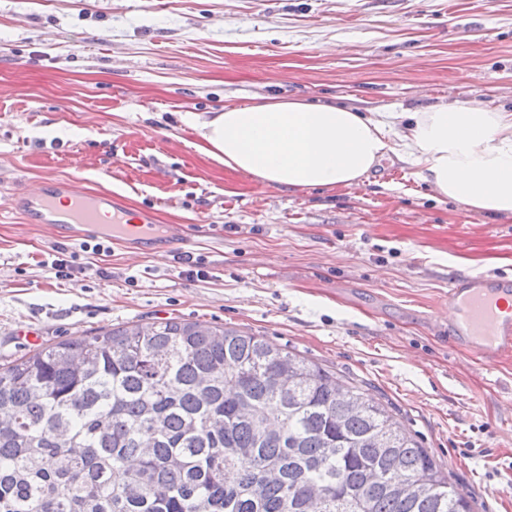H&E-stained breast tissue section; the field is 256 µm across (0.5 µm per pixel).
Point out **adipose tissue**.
<instances>
[{
	"label": "adipose tissue",
	"mask_w": 512,
	"mask_h": 512,
	"mask_svg": "<svg viewBox=\"0 0 512 512\" xmlns=\"http://www.w3.org/2000/svg\"><path fill=\"white\" fill-rule=\"evenodd\" d=\"M182 121L200 153L261 190L349 187L394 156L418 167L435 197L512 215L511 112L456 100L367 116L267 94Z\"/></svg>",
	"instance_id": "obj_1"
}]
</instances>
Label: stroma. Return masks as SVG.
<instances>
[{"label": "stroma", "instance_id": "1", "mask_svg": "<svg viewBox=\"0 0 512 512\" xmlns=\"http://www.w3.org/2000/svg\"><path fill=\"white\" fill-rule=\"evenodd\" d=\"M269 93L361 112L512 110V0H0V364L181 318L264 337L380 400L473 512H512V356L448 343V283L512 275V216L433 199L383 161L356 187L257 191L180 115ZM47 178L180 226L169 257L30 222ZM203 276H196V269Z\"/></svg>", "mask_w": 512, "mask_h": 512}]
</instances>
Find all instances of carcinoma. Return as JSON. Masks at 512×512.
I'll list each match as a JSON object with an SVG mask.
<instances>
[{"label": "carcinoma", "instance_id": "cac0c4a2", "mask_svg": "<svg viewBox=\"0 0 512 512\" xmlns=\"http://www.w3.org/2000/svg\"><path fill=\"white\" fill-rule=\"evenodd\" d=\"M0 512H472L373 396L175 318L0 366Z\"/></svg>", "mask_w": 512, "mask_h": 512}]
</instances>
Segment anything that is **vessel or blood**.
<instances>
[{"mask_svg":"<svg viewBox=\"0 0 512 512\" xmlns=\"http://www.w3.org/2000/svg\"><path fill=\"white\" fill-rule=\"evenodd\" d=\"M66 195L67 211H58L54 202ZM17 207L37 224H54L61 228H80L81 232L104 230L108 236L126 239L127 222L140 224L144 234H158L166 245L179 244L180 239L170 226L155 227L151 213L130 217L126 208L112 194L89 195L73 184L54 179L46 180L34 191L23 190L17 195ZM512 300V279L489 278L482 275L460 276L448 284V303L457 315L448 328L450 344L474 347L492 362L512 353V317L501 316L499 310L506 300Z\"/></svg>","mask_w":512,"mask_h":512,"instance_id":"1","label":"vessel or blood"}]
</instances>
